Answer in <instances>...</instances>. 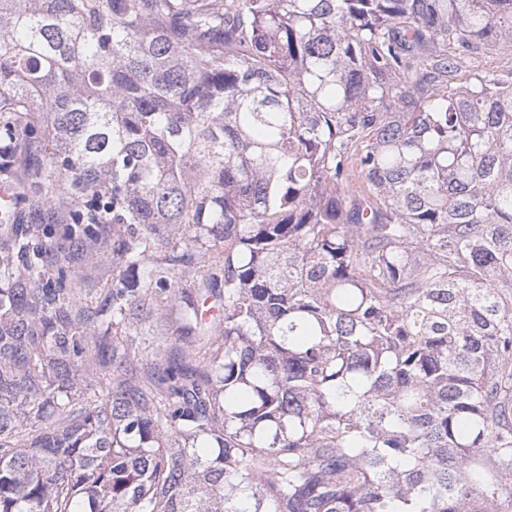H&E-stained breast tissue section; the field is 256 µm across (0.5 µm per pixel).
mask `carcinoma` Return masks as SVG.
I'll return each instance as SVG.
<instances>
[{
    "instance_id": "obj_1",
    "label": "carcinoma",
    "mask_w": 512,
    "mask_h": 512,
    "mask_svg": "<svg viewBox=\"0 0 512 512\" xmlns=\"http://www.w3.org/2000/svg\"><path fill=\"white\" fill-rule=\"evenodd\" d=\"M512 0H0V512H512ZM177 313L174 341L143 337ZM14 168L12 169H1L0 171V183L6 182L15 186V174ZM2 184L0 186V216L1 222L5 223L7 219L12 217V201L14 198V189L10 184ZM15 211L22 212L25 224H50L52 228V242L62 255L69 258L74 269L84 278V282L93 288H103L106 282L112 280V225L105 224L101 234L105 246L100 254L91 262L84 258L80 251L73 246L69 237L60 224L57 209L53 204H45L40 210H30L23 202L18 203Z\"/></svg>"
}]
</instances>
